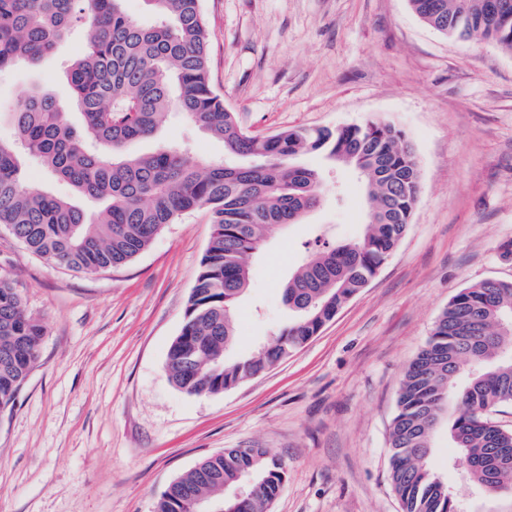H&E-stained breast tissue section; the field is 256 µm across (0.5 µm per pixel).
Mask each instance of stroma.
Masks as SVG:
<instances>
[{
    "mask_svg": "<svg viewBox=\"0 0 512 512\" xmlns=\"http://www.w3.org/2000/svg\"><path fill=\"white\" fill-rule=\"evenodd\" d=\"M211 81L248 132L268 136L385 120L421 171L411 223L366 288L288 359L218 395L170 383L179 334L212 226L197 211L167 225L125 266L77 273L47 264L0 228V276L42 321L41 356L0 412V512H154L161 493L227 448H265L287 477L271 512H401L389 432L405 370L461 289L512 280V52L443 36L408 0H201ZM74 30L38 65L0 73V108L26 89L53 92L83 51ZM188 146L224 159L221 140L178 111L129 150ZM323 200L276 227L252 260L233 352L272 343L288 322L282 289L315 237L364 229V179L325 167ZM430 463L464 512H488L454 462L447 425Z\"/></svg>",
    "mask_w": 512,
    "mask_h": 512,
    "instance_id": "obj_1",
    "label": "stroma"
}]
</instances>
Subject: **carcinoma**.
Listing matches in <instances>:
<instances>
[{"instance_id":"1","label":"carcinoma","mask_w":512,"mask_h":512,"mask_svg":"<svg viewBox=\"0 0 512 512\" xmlns=\"http://www.w3.org/2000/svg\"><path fill=\"white\" fill-rule=\"evenodd\" d=\"M125 0H0V70L37 64L82 27L85 47L66 74L80 116L74 125L54 95L33 87L6 112L15 128L0 139V226L49 264L94 272L126 265L168 224L204 210L208 248L171 343L170 381L188 395H217L264 373L319 334L375 277L405 235L420 190V170L404 133L381 121L247 133L210 79V32L201 0H144L159 22L132 18ZM409 0L414 13L450 38L480 37L512 50V0ZM177 110L231 154L258 164H193L176 147L130 154ZM357 170L371 202L363 235L326 242L306 255L283 288L290 320L274 344L225 357L247 290L252 257L271 228L298 224L321 202L322 175L305 155ZM37 160L69 183L77 199L28 184ZM41 321L27 315L14 282L0 277V410L14 403L40 355ZM468 380L457 384L461 367ZM512 405V282L484 280L460 290L409 363L390 430L391 482L402 512H461L432 469L431 436L447 413L455 462L492 497L512 498V430L488 411ZM262 501L279 494L285 464L265 448H226L175 479L155 512H187L191 497L224 500V512H255L232 496L244 476Z\"/></svg>"}]
</instances>
